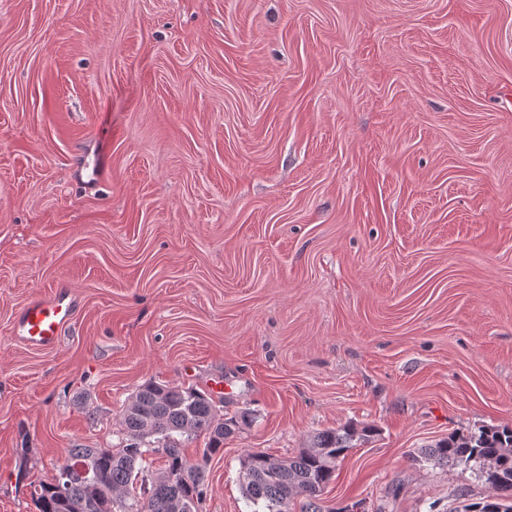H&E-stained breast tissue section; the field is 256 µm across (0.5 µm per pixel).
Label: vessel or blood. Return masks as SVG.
I'll use <instances>...</instances> for the list:
<instances>
[{
  "label": "vessel or blood",
  "instance_id": "vessel-or-blood-1",
  "mask_svg": "<svg viewBox=\"0 0 512 512\" xmlns=\"http://www.w3.org/2000/svg\"><path fill=\"white\" fill-rule=\"evenodd\" d=\"M75 310V295L68 286L30 299L16 317L14 333L37 347L56 344Z\"/></svg>",
  "mask_w": 512,
  "mask_h": 512
}]
</instances>
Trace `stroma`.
Returning a JSON list of instances; mask_svg holds the SVG:
<instances>
[{"label": "stroma", "instance_id": "stroma-1", "mask_svg": "<svg viewBox=\"0 0 512 512\" xmlns=\"http://www.w3.org/2000/svg\"><path fill=\"white\" fill-rule=\"evenodd\" d=\"M151 381L255 417L203 512L350 423L332 512L483 501L420 452L512 427V0H0V512ZM75 306V295L66 285L36 295L17 315L14 333L33 346L51 347L74 314Z\"/></svg>", "mask_w": 512, "mask_h": 512}]
</instances>
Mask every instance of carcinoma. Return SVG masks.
Listing matches in <instances>:
<instances>
[{
	"label": "carcinoma",
	"instance_id": "cac0c4a2",
	"mask_svg": "<svg viewBox=\"0 0 512 512\" xmlns=\"http://www.w3.org/2000/svg\"><path fill=\"white\" fill-rule=\"evenodd\" d=\"M249 412L226 416L213 400L193 388L157 382L142 385L125 406L119 424L123 438L114 448L67 450L50 483L40 485L37 512H202L210 459L224 452V438L249 426ZM374 432L347 425L312 436L306 448L286 459L261 451L242 462L243 494L253 512H289L302 497L301 512H322L318 500L336 479L337 462ZM208 436L200 457L189 459L183 443ZM160 455L163 466L145 474V449ZM424 459L462 466L486 475L487 499L470 512H512V428L482 426L450 435L422 451ZM147 484L146 497L129 487Z\"/></svg>",
	"mask_w": 512,
	"mask_h": 512
}]
</instances>
